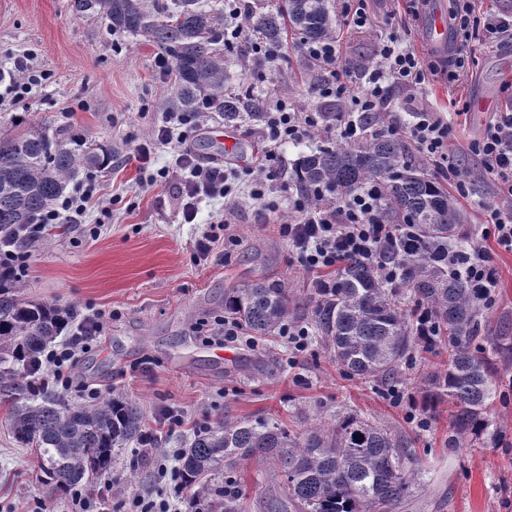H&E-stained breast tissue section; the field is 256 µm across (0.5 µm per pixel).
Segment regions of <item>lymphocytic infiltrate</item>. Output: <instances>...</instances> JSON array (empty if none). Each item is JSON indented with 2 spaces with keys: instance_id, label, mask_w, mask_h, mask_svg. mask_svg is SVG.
Segmentation results:
<instances>
[{
  "instance_id": "1",
  "label": "lymphocytic infiltrate",
  "mask_w": 512,
  "mask_h": 512,
  "mask_svg": "<svg viewBox=\"0 0 512 512\" xmlns=\"http://www.w3.org/2000/svg\"><path fill=\"white\" fill-rule=\"evenodd\" d=\"M304 54L316 62L323 71L318 93L324 98H350L356 111L364 115L381 112L387 103L389 86H397L414 95L427 77L466 67L468 60L456 56L438 64L425 62L410 46L392 40L379 49L380 65L371 71L365 86L354 90L344 81L339 69V48L336 42L303 44ZM191 116L182 112L168 113L164 124L156 130L155 143L172 148V169H159L149 174L147 184L169 181L171 172H179L176 198L184 223L196 218V205L200 196L227 197L231 189L223 166L199 161L187 143L180 126L190 124ZM265 135L263 158L268 167L266 179L258 180L249 194L254 205H262L269 180L275 179L281 169L279 149L282 145L310 134L316 121L312 115L293 111L286 100L270 105L264 116ZM390 134L408 138L420 153L429 157L439 178L448 181L455 191H462L464 183L458 168L448 153L451 125L435 112L418 110L409 126L389 125ZM471 153L480 158L484 170L499 187L500 204L491 214L485 234L492 237L498 247L512 252V113H498L482 140L471 144ZM97 192L96 180H88L77 196H66L53 208L42 213L30 225L19 228L16 239L10 243L0 241V267L21 274L27 268L28 254L21 242H34L49 224L81 223L88 203ZM382 188L372 183L352 194L330 197L325 190H308L299 198V222L283 225L282 231L291 244L297 261L313 273L315 288L326 291L336 284L332 268L348 259L358 258L376 263L386 282L399 278V270L381 259V252L390 236V227L381 218ZM448 267L464 272L471 287L488 290L499 280V268L491 252L484 249L464 251L462 258H449ZM102 324L89 316L75 320L70 336L61 350L50 351L45 357L49 372L40 379L41 384H73L70 365L80 353L86 352V342L97 335Z\"/></svg>"
}]
</instances>
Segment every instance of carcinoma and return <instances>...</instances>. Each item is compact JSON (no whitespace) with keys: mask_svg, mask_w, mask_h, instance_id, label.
I'll list each match as a JSON object with an SVG mask.
<instances>
[{"mask_svg":"<svg viewBox=\"0 0 512 512\" xmlns=\"http://www.w3.org/2000/svg\"><path fill=\"white\" fill-rule=\"evenodd\" d=\"M73 9L105 21L114 33L143 36L167 55L176 83L166 111L214 112L226 122L244 114L259 119L268 111L267 100L253 90L224 89V19L200 0H73ZM248 20L269 45H280L290 28L303 41L334 38L328 0H277L274 9ZM111 161V147L93 146L70 127L42 123L19 135L0 133V236L11 240L80 172L91 174ZM296 177L306 187L340 193L378 181L382 220L396 225L382 259L400 267L398 283L351 259L333 291L314 297L311 320L330 357L350 377L385 382L419 339L418 312L429 309L434 341L448 349L446 368L428 377L429 396L456 408L448 445L455 448L463 438L485 443L499 363L512 359V336H488L486 347L477 342L481 302L464 277L448 271V250L465 240L466 217L456 198L408 158L402 141L377 131L362 143L303 156ZM20 288L13 273L0 269V387L15 396L14 439L36 452L47 483L66 494L108 472L114 448L142 438L143 413L119 394L89 407H72L53 395L35 405L19 398L17 366L30 372L68 317L60 307L22 297ZM290 304L280 283L257 281L224 293V314L258 336L281 331ZM249 458L281 469L282 495L272 512L290 506L299 512H392L418 477L413 440L357 414L299 432L277 421L224 420L196 432L180 452L176 479L191 492L195 512H229L224 491L195 486L217 464L232 469Z\"/></svg>","mask_w":512,"mask_h":512,"instance_id":"cac0c4a2","label":"carcinoma"}]
</instances>
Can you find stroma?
<instances>
[{
    "mask_svg": "<svg viewBox=\"0 0 512 512\" xmlns=\"http://www.w3.org/2000/svg\"><path fill=\"white\" fill-rule=\"evenodd\" d=\"M343 0H330L336 38L347 80L364 84L379 65L383 41L398 39L424 51L418 17L406 0H367L364 28L344 25ZM471 64L456 79L437 75L416 92L413 104L391 89L383 123L410 122V108L450 120L448 149L470 194L459 205L467 216L468 245L485 246L481 232L498 200L494 181L468 150L494 113L512 112V46L482 37L459 43ZM156 46L142 36L119 35L101 20L77 14L73 0H0V72L14 73L15 60L32 55L50 78L21 101L0 104V132L17 133L35 123L69 126L93 145L112 148L110 166L97 174L96 197L82 223L49 226L30 245L22 295L78 315L100 311L104 329L80 354L76 388H55L65 403L92 405L122 392L143 411V427L158 431L166 456L164 469L145 464L137 441L123 443L111 470L97 484L108 487L107 512H131L135 498L173 499L178 512H191L188 498H173L170 473L176 453L194 433L219 421L267 419L299 430L354 412L414 439L421 478L394 512H512V362L501 367L497 397L488 410L492 438L485 444L452 448V407L424 404V386L446 356L440 345L416 346L391 383L348 377L315 334L304 350L286 336L259 338L240 331L225 344L224 292L263 279L285 284L299 307L315 295L310 275L300 267L281 225L295 223L297 186L292 170L298 158L339 144L334 118L324 117L326 99L316 92L322 73L297 40L276 59L243 45L225 47L226 88H251L267 100L288 99L302 112L319 113L314 134L283 145V171L271 183L269 208H229L223 198L201 197L194 223H184L172 185L141 187L130 153L148 142L165 117L163 106L173 76L156 66ZM491 102L480 110V100ZM264 124L243 118L233 124L207 116L188 129L187 142L205 162L224 165L233 197L246 199L264 176L260 137ZM228 226L209 258L196 262L192 243L218 215ZM502 270L494 300L481 318V335H512V252L497 250ZM404 402H395L391 388ZM11 405L0 394V512H70L71 498L52 492L43 481L32 449L12 437ZM215 488L237 486V512H268L278 470L256 459L203 478Z\"/></svg>",
    "mask_w": 512,
    "mask_h": 512,
    "instance_id": "stroma-1",
    "label": "stroma"
}]
</instances>
